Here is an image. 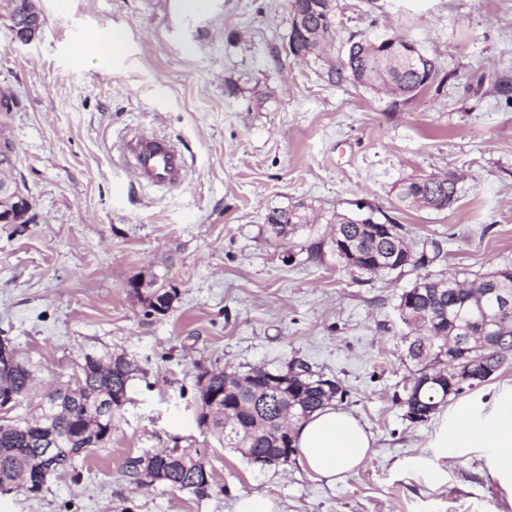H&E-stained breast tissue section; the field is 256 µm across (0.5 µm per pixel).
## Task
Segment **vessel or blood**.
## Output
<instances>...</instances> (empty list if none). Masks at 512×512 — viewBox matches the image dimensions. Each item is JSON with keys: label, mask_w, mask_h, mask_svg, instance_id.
Returning a JSON list of instances; mask_svg holds the SVG:
<instances>
[{"label": "vessel or blood", "mask_w": 512, "mask_h": 512, "mask_svg": "<svg viewBox=\"0 0 512 512\" xmlns=\"http://www.w3.org/2000/svg\"><path fill=\"white\" fill-rule=\"evenodd\" d=\"M122 154L134 168L137 177L153 186L176 183L185 165L182 151L170 142L140 133L125 139Z\"/></svg>", "instance_id": "vessel-or-blood-1"}]
</instances>
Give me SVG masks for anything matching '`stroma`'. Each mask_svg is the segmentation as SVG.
<instances>
[{"mask_svg": "<svg viewBox=\"0 0 512 512\" xmlns=\"http://www.w3.org/2000/svg\"><path fill=\"white\" fill-rule=\"evenodd\" d=\"M30 41L0 13V133L29 224H0V341L36 393L70 383L85 352L136 367L111 441L52 476L40 496L0 494V512H232L266 491L279 512H512L481 452L449 460L441 484L406 467L429 455L435 422H411L403 388L418 365L398 305L420 274L473 278L512 266V0H337L322 52L288 51L289 0H33ZM122 29L116 58H78ZM402 35L436 58L442 85L396 101L327 78L353 38ZM131 132L176 142L180 185L134 179L120 145ZM455 172L458 199L408 208L394 186ZM367 201L436 241L420 272H351L331 229ZM308 223L271 236L270 211ZM176 288L147 314L133 277ZM303 361L338 382L372 433L373 454L336 484L297 459L265 469L209 443L207 495L138 489L123 473L143 451L205 440L196 375L287 370Z\"/></svg>", "mask_w": 512, "mask_h": 512, "instance_id": "35a3bbf8", "label": "stroma"}]
</instances>
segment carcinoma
<instances>
[{"instance_id":"cac0c4a2","label":"carcinoma","mask_w":512,"mask_h":512,"mask_svg":"<svg viewBox=\"0 0 512 512\" xmlns=\"http://www.w3.org/2000/svg\"><path fill=\"white\" fill-rule=\"evenodd\" d=\"M431 73H439V68L430 56L417 62L390 63L385 54L371 47L370 40L360 39L350 42L345 58L329 69L328 78L389 94L405 91L411 99L425 89L423 83ZM457 183L451 172L409 179L400 182L397 198L401 203L443 210L455 201ZM303 220L305 217L294 210H274L267 216L270 231L277 237L288 234V226ZM336 234L355 248L353 270L367 275L423 269L441 252L437 242L431 243L429 251H414L403 226L385 213L377 214L371 206L361 215L338 219ZM490 285L512 298V267L473 279L458 278L447 285L426 274L401 294L399 307L406 308L402 321L419 331L408 346V356L422 365L410 382L415 391L406 401L410 420H428L448 398L489 381L512 361V306L504 310L499 294L485 295V287ZM134 292L149 313L159 316L168 314L178 295L175 288L155 287L153 280ZM482 305L500 322L492 348L484 347L477 337L462 335V327L469 325L473 311ZM450 344L456 346L458 363L475 365L472 379L465 383L450 369L434 370L441 363L442 350ZM288 371L292 372L288 389L279 392L270 386L273 377L262 369L246 374L201 370L196 375L197 399L203 400L206 390L222 393L224 408L231 416L217 412L209 419L200 415L199 427L252 465L271 464L284 446L289 451L282 462L288 463L296 448L293 437L282 443L276 435L281 415L291 407L299 412L295 420L300 421L332 401L323 391L321 379L313 378L307 366L301 363ZM78 373L79 386L55 389L56 397L40 400L35 414L0 422V490L36 497L50 476L74 468L78 458L110 440L112 426L127 401L132 363L121 355L92 351L83 354ZM31 391V372L22 363L16 360L10 368L0 369V398H12L14 406L28 399ZM145 466L156 489H189L204 496L210 488L205 447L147 451L127 458L124 474L134 480Z\"/></svg>"}]
</instances>
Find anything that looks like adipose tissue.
<instances>
[{
  "label": "adipose tissue",
  "instance_id": "obj_1",
  "mask_svg": "<svg viewBox=\"0 0 512 512\" xmlns=\"http://www.w3.org/2000/svg\"><path fill=\"white\" fill-rule=\"evenodd\" d=\"M298 459L319 480L335 481L360 467L371 455L372 437L349 412L327 405L294 424ZM431 447L438 459L416 458L410 468L437 483L444 471L440 458H460L483 451L512 493V386L480 395L447 410L436 424Z\"/></svg>",
  "mask_w": 512,
  "mask_h": 512
}]
</instances>
